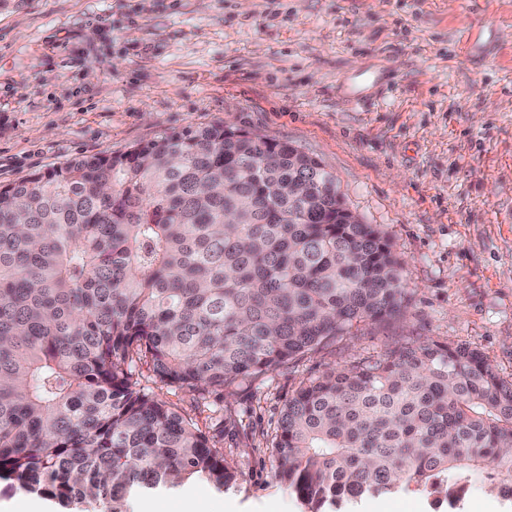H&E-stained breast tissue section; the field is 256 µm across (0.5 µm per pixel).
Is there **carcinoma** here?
<instances>
[{"instance_id":"cac0c4a2","label":"carcinoma","mask_w":512,"mask_h":512,"mask_svg":"<svg viewBox=\"0 0 512 512\" xmlns=\"http://www.w3.org/2000/svg\"><path fill=\"white\" fill-rule=\"evenodd\" d=\"M340 201L317 158L224 124L0 186V481L57 512L234 482L138 364L219 397L400 317L401 262ZM271 456L304 512L400 492L456 512L478 472L512 503V381L477 349L409 341L301 383Z\"/></svg>"}]
</instances>
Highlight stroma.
I'll use <instances>...</instances> for the list:
<instances>
[{"label": "stroma", "instance_id": "1", "mask_svg": "<svg viewBox=\"0 0 512 512\" xmlns=\"http://www.w3.org/2000/svg\"><path fill=\"white\" fill-rule=\"evenodd\" d=\"M471 25L486 55L466 49ZM376 73V97L349 103L346 81ZM214 123L318 158L392 243L407 309L225 387L217 406L160 389L238 477L134 492L127 507L301 512L270 458L301 382L409 339L476 348L512 381V223L499 221L512 208V0H0V186ZM358 512L436 506L398 493Z\"/></svg>", "mask_w": 512, "mask_h": 512}]
</instances>
